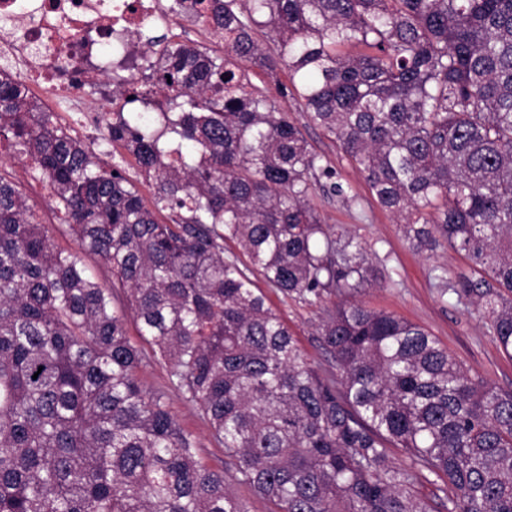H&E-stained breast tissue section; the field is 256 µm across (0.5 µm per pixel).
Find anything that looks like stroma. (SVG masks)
<instances>
[{
    "label": "stroma",
    "mask_w": 512,
    "mask_h": 512,
    "mask_svg": "<svg viewBox=\"0 0 512 512\" xmlns=\"http://www.w3.org/2000/svg\"><path fill=\"white\" fill-rule=\"evenodd\" d=\"M246 72L252 85L263 89L270 97L278 98L281 108L301 128L312 150L332 168L339 181L350 186L354 202H344L319 189L314 191L312 201L324 223L343 226L367 244L376 279L372 287L361 293V300L370 307L393 312L422 326L470 372L499 388L511 389L512 359L499 350L485 321L475 308L459 305L452 297L440 296L433 285L434 268L442 267L448 274H455L467 266L463 256L448 247L432 253L413 251L403 239L395 218L373 201L363 174L336 142L311 123L293 99L279 98L278 88L287 83V72L281 70L272 76L252 65L247 66ZM10 171L29 205L41 222L48 225L54 245L78 252L76 243L65 232L62 214L52 207L39 172L15 159L10 162ZM267 296L272 307L295 333L308 361L320 368L327 367V356L313 336L317 308L284 299L272 290ZM140 379L148 391L168 392L170 409L182 428L195 437L201 458L211 468H223V448L214 443L209 427L196 407L170 391L165 367L148 365L142 369Z\"/></svg>",
    "instance_id": "35a3bbf8"
}]
</instances>
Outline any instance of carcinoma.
I'll return each mask as SVG.
<instances>
[{
    "label": "carcinoma",
    "mask_w": 512,
    "mask_h": 512,
    "mask_svg": "<svg viewBox=\"0 0 512 512\" xmlns=\"http://www.w3.org/2000/svg\"><path fill=\"white\" fill-rule=\"evenodd\" d=\"M189 9L224 57L147 37L156 82L124 86L162 127L118 112L103 131L154 183L149 201L0 77V142L40 169L140 337L112 289L54 247L0 160V512H247L228 470L276 512H512V390L357 300L374 276L367 248L310 200L323 179L348 190L242 68L288 71L281 94L339 143L410 248L465 253L470 269L436 267V286L473 305L512 359V0ZM256 278L320 309L314 336L333 372L308 362ZM152 362L224 447V469L201 460L167 395L144 389ZM427 474L455 495L414 494Z\"/></svg>",
    "instance_id": "1"
}]
</instances>
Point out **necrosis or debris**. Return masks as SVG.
<instances>
[{"mask_svg": "<svg viewBox=\"0 0 512 512\" xmlns=\"http://www.w3.org/2000/svg\"><path fill=\"white\" fill-rule=\"evenodd\" d=\"M170 24L164 0H0V74L87 137L102 131L103 105L127 107L114 90L142 61L140 31Z\"/></svg>", "mask_w": 512, "mask_h": 512, "instance_id": "obj_1", "label": "necrosis or debris"}]
</instances>
